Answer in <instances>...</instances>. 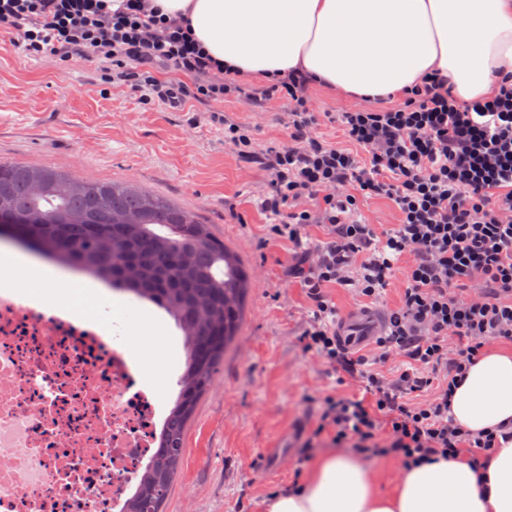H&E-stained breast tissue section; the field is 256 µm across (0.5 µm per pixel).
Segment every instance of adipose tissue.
<instances>
[{
  "label": "adipose tissue",
  "instance_id": "obj_1",
  "mask_svg": "<svg viewBox=\"0 0 512 512\" xmlns=\"http://www.w3.org/2000/svg\"><path fill=\"white\" fill-rule=\"evenodd\" d=\"M155 2L188 16L207 52L258 80L300 67L344 92L377 98L436 70L467 103L512 71V0ZM0 295L72 316L110 313L125 330L138 378L160 384L169 348L150 312L108 304L102 289L64 282L13 253L0 255ZM451 412L471 431L512 422V351L487 352L472 365ZM266 512H512V442L490 455L483 473L442 460L405 471L387 495L358 460L327 454L314 462L304 488L268 501Z\"/></svg>",
  "mask_w": 512,
  "mask_h": 512
}]
</instances>
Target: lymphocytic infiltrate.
<instances>
[{
  "label": "lymphocytic infiltrate",
  "mask_w": 512,
  "mask_h": 512,
  "mask_svg": "<svg viewBox=\"0 0 512 512\" xmlns=\"http://www.w3.org/2000/svg\"><path fill=\"white\" fill-rule=\"evenodd\" d=\"M0 26L30 55L106 64L113 82L169 109L192 100L209 106L225 148L260 162V205L276 235L300 249L311 225L330 227L305 276L315 306L306 347L363 383L372 400L327 397L318 433L340 448L393 450L407 468L464 457L477 469L481 455L512 436L505 424L470 431L451 414L487 342L512 344L511 73L491 96L467 104L431 71L399 102L382 97L322 112L308 95L312 73L298 67L251 86L202 50L183 15L162 14L153 0H0ZM164 70L170 78H161ZM229 98L287 100V143L257 153L252 131L216 110ZM328 122L340 125L343 144L322 136ZM367 195L390 200L400 214L380 242L358 219ZM401 263L406 286L385 336L370 356L349 357L325 288L348 286L377 302ZM401 355L409 368L388 378L384 367Z\"/></svg>",
  "instance_id": "f902f5d3"
}]
</instances>
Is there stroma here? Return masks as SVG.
<instances>
[{
  "instance_id": "obj_1",
  "label": "stroma",
  "mask_w": 512,
  "mask_h": 512,
  "mask_svg": "<svg viewBox=\"0 0 512 512\" xmlns=\"http://www.w3.org/2000/svg\"><path fill=\"white\" fill-rule=\"evenodd\" d=\"M228 120L250 127L259 147L286 142L288 104L260 112L229 99ZM202 105L174 111L113 83L80 58L32 57L0 28V159L60 168L88 180L131 182L193 209L242 258L251 278L245 321L185 436L166 512H265L334 451L328 437L306 448L326 396L367 399L355 381L305 347L314 315L302 278L287 276L296 255L258 206L264 172L225 150L222 128ZM288 461L265 474L264 451Z\"/></svg>"
}]
</instances>
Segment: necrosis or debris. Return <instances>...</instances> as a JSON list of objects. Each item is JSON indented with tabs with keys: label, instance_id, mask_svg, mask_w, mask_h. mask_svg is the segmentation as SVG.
Returning a JSON list of instances; mask_svg holds the SVG:
<instances>
[{
	"label": "necrosis or debris",
	"instance_id": "1",
	"mask_svg": "<svg viewBox=\"0 0 512 512\" xmlns=\"http://www.w3.org/2000/svg\"><path fill=\"white\" fill-rule=\"evenodd\" d=\"M120 336L0 296V512H125L168 411Z\"/></svg>",
	"mask_w": 512,
	"mask_h": 512
}]
</instances>
